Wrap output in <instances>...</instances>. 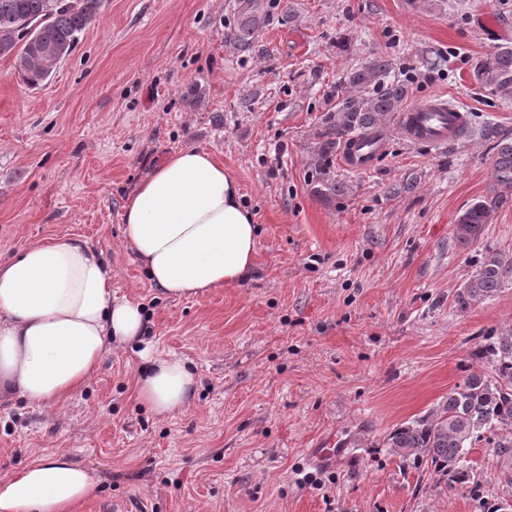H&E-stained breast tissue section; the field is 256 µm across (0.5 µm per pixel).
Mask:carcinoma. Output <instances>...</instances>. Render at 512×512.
Masks as SVG:
<instances>
[{
  "label": "carcinoma",
  "instance_id": "carcinoma-1",
  "mask_svg": "<svg viewBox=\"0 0 512 512\" xmlns=\"http://www.w3.org/2000/svg\"><path fill=\"white\" fill-rule=\"evenodd\" d=\"M100 8L101 0H0V58L13 61L23 84L37 87L72 53ZM268 21L266 0H237L233 42L250 47ZM473 78L489 93L511 98L512 46H500L492 58L477 63ZM407 93L408 84L394 74L393 63L384 55L352 68L329 91L315 131L320 146L314 193L326 199L345 193V186L336 182L331 171L330 154L346 141L381 135ZM481 136L494 150L493 175L504 191L491 199L473 200L458 215L454 233L464 246L478 241L512 191V130L488 124ZM510 277L511 259L497 253L486 255L458 293V305L467 309L493 297ZM475 356L487 362L490 373L469 375L430 416L402 423L384 438L386 447L403 460L424 464L460 485L471 480L463 462L472 445L484 441L497 455L512 454V329L485 337Z\"/></svg>",
  "mask_w": 512,
  "mask_h": 512
}]
</instances>
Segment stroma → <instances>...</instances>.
<instances>
[{
    "label": "stroma",
    "mask_w": 512,
    "mask_h": 512,
    "mask_svg": "<svg viewBox=\"0 0 512 512\" xmlns=\"http://www.w3.org/2000/svg\"><path fill=\"white\" fill-rule=\"evenodd\" d=\"M250 49L230 39L236 0H103L38 87L0 59V261L76 236L112 267V294L144 308L143 344L110 350L88 384L49 406L0 403V476L63 453L99 490L74 512H492L512 507V455L466 452L473 483L446 487L383 447L469 374L484 336L512 326V278L462 310L490 252L512 259V208L462 246L456 217L494 196L484 125L512 128V99L472 71L512 43V0H290ZM384 53L408 101L441 95L468 134L412 144L386 127L373 168L332 159L345 195L313 192L324 95ZM201 86L202 107L183 93ZM185 148L214 153L258 224L238 285L174 298L145 278L123 235L139 180ZM199 379L183 410L138 406L144 347ZM345 445L327 467L309 451Z\"/></svg>",
    "instance_id": "1"
}]
</instances>
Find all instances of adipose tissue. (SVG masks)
<instances>
[{
  "mask_svg": "<svg viewBox=\"0 0 512 512\" xmlns=\"http://www.w3.org/2000/svg\"><path fill=\"white\" fill-rule=\"evenodd\" d=\"M124 240L151 285L197 296L242 281L257 244L254 214L236 177L215 154L172 153L149 171L124 205ZM138 302L112 296V269L77 237L27 245L0 263V399L50 404L81 388L111 347L142 342ZM139 402L160 415L185 408L197 378L175 356H151ZM96 481L63 454L0 478V512H70Z\"/></svg>",
  "mask_w": 512,
  "mask_h": 512,
  "instance_id": "1",
  "label": "adipose tissue"
}]
</instances>
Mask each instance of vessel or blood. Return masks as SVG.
<instances>
[{
    "mask_svg": "<svg viewBox=\"0 0 512 512\" xmlns=\"http://www.w3.org/2000/svg\"><path fill=\"white\" fill-rule=\"evenodd\" d=\"M469 123L468 110L448 99L433 97L414 101L401 116L399 132L411 142L442 144L458 139ZM383 151L380 140L355 141L344 146L342 162L350 168L370 169Z\"/></svg>",
    "mask_w": 512,
    "mask_h": 512,
    "instance_id": "vessel-or-blood-1",
    "label": "vessel or blood"
}]
</instances>
